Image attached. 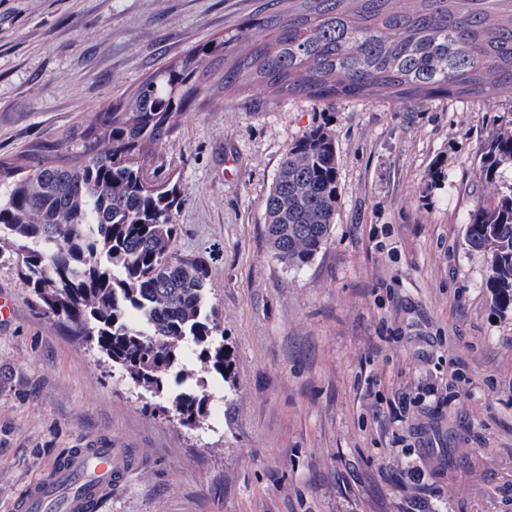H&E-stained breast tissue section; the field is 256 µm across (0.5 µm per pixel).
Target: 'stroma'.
<instances>
[{
	"instance_id": "1",
	"label": "stroma",
	"mask_w": 512,
	"mask_h": 512,
	"mask_svg": "<svg viewBox=\"0 0 512 512\" xmlns=\"http://www.w3.org/2000/svg\"><path fill=\"white\" fill-rule=\"evenodd\" d=\"M257 0H0V155L89 119ZM329 125L340 202L300 270L264 200L288 148ZM512 97L326 104L251 86L186 112L156 158L185 191L175 249L204 257L237 396L203 376L200 428L44 315L0 260V512L89 437L142 463L99 512H512V312L494 307L465 219Z\"/></svg>"
}]
</instances>
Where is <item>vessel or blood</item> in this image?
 Here are the masks:
<instances>
[{
    "label": "vessel or blood",
    "instance_id": "1",
    "mask_svg": "<svg viewBox=\"0 0 512 512\" xmlns=\"http://www.w3.org/2000/svg\"><path fill=\"white\" fill-rule=\"evenodd\" d=\"M136 460L111 440L88 439L63 463L30 483L12 502L11 512H46L57 502L61 512H97L104 497L123 485Z\"/></svg>",
    "mask_w": 512,
    "mask_h": 512
}]
</instances>
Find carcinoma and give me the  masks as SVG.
<instances>
[{
	"mask_svg": "<svg viewBox=\"0 0 512 512\" xmlns=\"http://www.w3.org/2000/svg\"><path fill=\"white\" fill-rule=\"evenodd\" d=\"M260 0L224 35L201 42L151 73L127 96L69 129L43 137L17 158L0 156V256L37 308L70 329L135 385L165 395L162 412L194 428L208 412L204 380L189 382L183 359L235 388L230 352L208 303L205 258L175 251L173 213L181 188L148 172L147 160L173 136L206 90L255 83L322 101L377 91L400 103L421 96L512 94V18L477 12L471 0ZM512 167V128L482 152L480 177L496 183ZM340 201L332 131L310 129L285 153L267 195L273 256L308 265L327 244ZM469 248L488 260L494 305L512 309V185L466 218Z\"/></svg>",
	"mask_w": 512,
	"mask_h": 512,
	"instance_id": "obj_1",
	"label": "carcinoma"
}]
</instances>
